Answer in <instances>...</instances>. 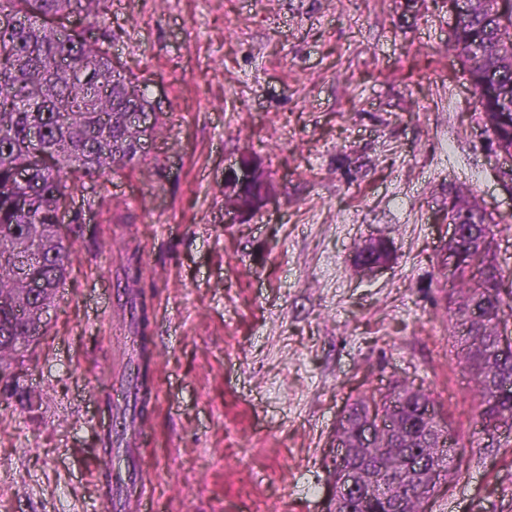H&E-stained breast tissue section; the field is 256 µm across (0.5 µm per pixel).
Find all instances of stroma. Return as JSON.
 <instances>
[{
	"instance_id": "1",
	"label": "stroma",
	"mask_w": 512,
	"mask_h": 512,
	"mask_svg": "<svg viewBox=\"0 0 512 512\" xmlns=\"http://www.w3.org/2000/svg\"><path fill=\"white\" fill-rule=\"evenodd\" d=\"M115 61L165 127L139 166L72 190L81 225L39 343L0 388V512H108L141 471L155 512H324L339 413L404 383L458 440L428 512H512V430L487 434L448 310V193L495 218L512 303V183L453 50L448 0H110ZM273 199L224 221L241 158ZM389 263L363 278L361 244ZM142 274L127 280L129 255ZM147 322V446L108 398Z\"/></svg>"
}]
</instances>
